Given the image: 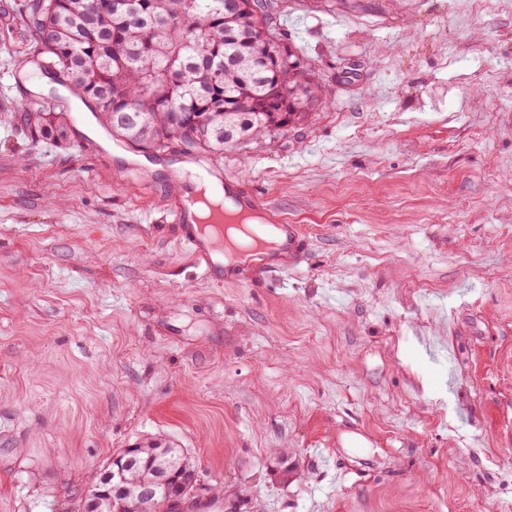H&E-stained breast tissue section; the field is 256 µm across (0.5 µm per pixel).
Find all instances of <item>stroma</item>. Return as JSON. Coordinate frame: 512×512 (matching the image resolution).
Instances as JSON below:
<instances>
[{"instance_id":"stroma-1","label":"stroma","mask_w":512,"mask_h":512,"mask_svg":"<svg viewBox=\"0 0 512 512\" xmlns=\"http://www.w3.org/2000/svg\"><path fill=\"white\" fill-rule=\"evenodd\" d=\"M25 2L0 0V512H82L150 442L196 464L180 512H512V0H263L317 103L199 159L307 251L218 285L171 221L185 155L130 175L28 74ZM22 121L36 141L50 139L60 142L69 137L68 116L63 106L59 111L55 107L44 106L25 109Z\"/></svg>"}]
</instances>
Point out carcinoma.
Here are the masks:
<instances>
[{
	"instance_id": "1",
	"label": "carcinoma",
	"mask_w": 512,
	"mask_h": 512,
	"mask_svg": "<svg viewBox=\"0 0 512 512\" xmlns=\"http://www.w3.org/2000/svg\"><path fill=\"white\" fill-rule=\"evenodd\" d=\"M23 26L36 39L33 66L82 101L90 100L112 135L143 150L161 140L190 144L188 154L227 146L305 117L314 101L311 74L287 44L262 31L243 0H27ZM34 140L68 139L64 109L23 110ZM131 482L103 500L130 512H160L178 497L190 458L158 444L126 448ZM166 497L140 496L141 481Z\"/></svg>"
}]
</instances>
